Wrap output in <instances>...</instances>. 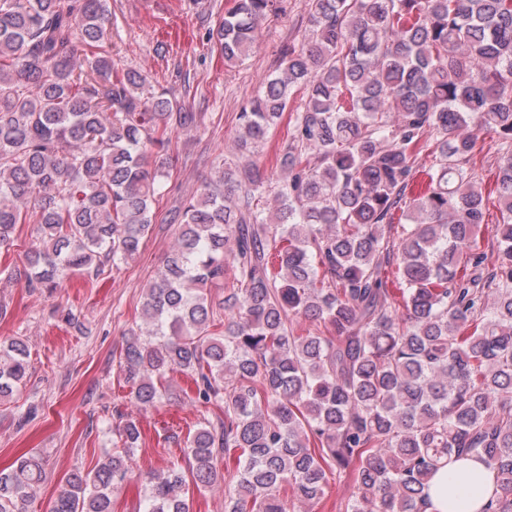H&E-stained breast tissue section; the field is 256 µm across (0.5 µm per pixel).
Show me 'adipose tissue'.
Instances as JSON below:
<instances>
[{
    "label": "adipose tissue",
    "mask_w": 512,
    "mask_h": 512,
    "mask_svg": "<svg viewBox=\"0 0 512 512\" xmlns=\"http://www.w3.org/2000/svg\"><path fill=\"white\" fill-rule=\"evenodd\" d=\"M495 490L494 474L473 457L439 469L420 503V512H480Z\"/></svg>",
    "instance_id": "obj_1"
}]
</instances>
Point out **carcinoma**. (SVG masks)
I'll use <instances>...</instances> for the list:
<instances>
[{"label": "carcinoma", "mask_w": 512, "mask_h": 512, "mask_svg": "<svg viewBox=\"0 0 512 512\" xmlns=\"http://www.w3.org/2000/svg\"><path fill=\"white\" fill-rule=\"evenodd\" d=\"M308 6L307 34L238 114L249 152L292 108L280 177L223 164L184 203L119 352L140 409L180 374L221 411L183 440L191 478L177 462L136 471L142 428L119 413L112 451L74 469L50 512H112L134 478L142 512H190V487L221 485L224 512H312L333 471L357 488L347 512H420L434 473L463 455L495 474L481 512H512V0ZM273 7L233 0L208 34L224 62L252 50ZM110 20L109 0H0V248L34 225L23 270H0L8 282L52 291L136 259L169 133L197 126L115 67ZM469 126L496 134L492 198ZM297 319L315 329L295 333ZM29 357L23 339L0 342V400L25 386ZM44 480L38 456L0 470V512H26Z\"/></svg>", "instance_id": "obj_1"}]
</instances>
